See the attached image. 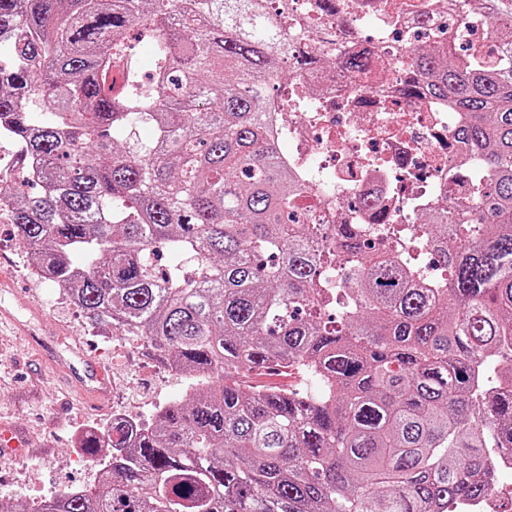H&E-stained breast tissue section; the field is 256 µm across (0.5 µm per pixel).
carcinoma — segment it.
I'll return each instance as SVG.
<instances>
[{
    "label": "carcinoma",
    "mask_w": 512,
    "mask_h": 512,
    "mask_svg": "<svg viewBox=\"0 0 512 512\" xmlns=\"http://www.w3.org/2000/svg\"><path fill=\"white\" fill-rule=\"evenodd\" d=\"M472 9L495 56L451 39L409 50L404 94L448 100L484 164L417 228L426 267L400 260L395 228L374 246L357 224L289 222L312 191L270 129L303 103L269 96L293 76L288 0H0V137L38 188L0 191V211L88 329L210 380L85 434L98 480L37 512H455L493 497L492 460L512 448V0ZM133 26L154 57L137 88ZM120 64L128 91L112 96L96 75ZM135 118L153 138L116 146ZM268 368L320 390L249 381Z\"/></svg>",
    "instance_id": "cac0c4a2"
}]
</instances>
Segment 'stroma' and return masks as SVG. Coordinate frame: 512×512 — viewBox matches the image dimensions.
<instances>
[{
    "label": "stroma",
    "instance_id": "stroma-1",
    "mask_svg": "<svg viewBox=\"0 0 512 512\" xmlns=\"http://www.w3.org/2000/svg\"><path fill=\"white\" fill-rule=\"evenodd\" d=\"M58 289L32 274L12 225L0 223V309L36 341L31 347L22 336L0 334V423L21 428L29 443L25 457H0V506L9 510L72 485L93 484L94 465L72 450L83 430L108 422L113 410L125 408L146 420L154 405L191 393L185 380L144 356L139 342L88 331L80 310L58 300ZM74 347L104 364L113 379L111 396L99 404H89L62 372L37 356L43 348L66 357Z\"/></svg>",
    "mask_w": 512,
    "mask_h": 512
}]
</instances>
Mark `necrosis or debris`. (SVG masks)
Here are the masks:
<instances>
[{
	"mask_svg": "<svg viewBox=\"0 0 512 512\" xmlns=\"http://www.w3.org/2000/svg\"><path fill=\"white\" fill-rule=\"evenodd\" d=\"M339 2L321 38L338 53L368 54L385 77L354 78L310 60L299 68L297 86L312 93L301 110L282 114L278 132L288 141L289 165L312 189L321 223L381 219L408 233L423 213L457 194L449 172L474 171L482 157L459 141L457 114L446 100L413 103L402 93L405 52L417 35L410 20L434 0H399L396 13L384 0ZM364 197L377 199L382 215L360 207Z\"/></svg>",
	"mask_w": 512,
	"mask_h": 512,
	"instance_id": "4bbe7bcc",
	"label": "necrosis or debris"
}]
</instances>
